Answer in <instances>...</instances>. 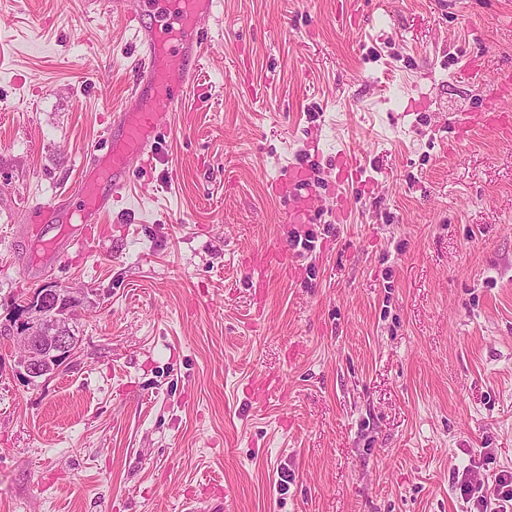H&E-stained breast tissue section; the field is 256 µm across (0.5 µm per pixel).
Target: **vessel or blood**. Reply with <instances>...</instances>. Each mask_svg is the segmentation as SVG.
<instances>
[{
	"label": "vessel or blood",
	"instance_id": "obj_1",
	"mask_svg": "<svg viewBox=\"0 0 512 512\" xmlns=\"http://www.w3.org/2000/svg\"><path fill=\"white\" fill-rule=\"evenodd\" d=\"M178 29L167 35L161 22L134 21L130 27L139 51L137 76L128 90V102L105 130L99 144L87 153L81 177L72 195L39 207L35 215L48 218L56 234L45 241L50 258L65 257L70 248L83 245L93 225L102 223L112 210L113 199L126 191L132 164L146 165L155 158L158 128L157 104L178 108L183 91L194 79L207 45L210 20L216 19L221 0H177ZM179 64H172V57ZM307 169L297 168L287 180H274L271 188L287 194L294 224L308 223L314 194ZM78 207H71V197Z\"/></svg>",
	"mask_w": 512,
	"mask_h": 512
}]
</instances>
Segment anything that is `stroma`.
I'll return each mask as SVG.
<instances>
[{
  "instance_id": "stroma-1",
  "label": "stroma",
  "mask_w": 512,
  "mask_h": 512,
  "mask_svg": "<svg viewBox=\"0 0 512 512\" xmlns=\"http://www.w3.org/2000/svg\"><path fill=\"white\" fill-rule=\"evenodd\" d=\"M222 2L152 164L55 261L31 215L123 103L143 7L0 0V512H466L457 469L512 472V132L482 121L512 0ZM292 164L314 223L267 191ZM49 282L78 349L30 382L14 303Z\"/></svg>"
}]
</instances>
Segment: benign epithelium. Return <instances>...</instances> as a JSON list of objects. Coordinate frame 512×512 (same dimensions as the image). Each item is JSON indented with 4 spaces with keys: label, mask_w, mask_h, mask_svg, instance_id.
Masks as SVG:
<instances>
[{
    "label": "benign epithelium",
    "mask_w": 512,
    "mask_h": 512,
    "mask_svg": "<svg viewBox=\"0 0 512 512\" xmlns=\"http://www.w3.org/2000/svg\"><path fill=\"white\" fill-rule=\"evenodd\" d=\"M82 303L73 291L64 296L48 289L25 302L29 309L18 314L14 338L21 352L19 363L29 380L49 376L76 354L70 322Z\"/></svg>",
    "instance_id": "1"
}]
</instances>
